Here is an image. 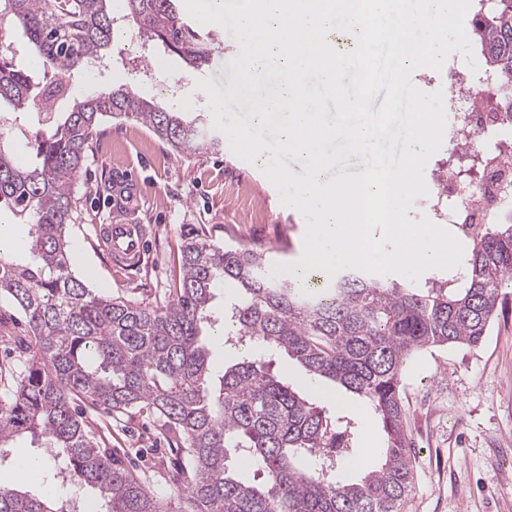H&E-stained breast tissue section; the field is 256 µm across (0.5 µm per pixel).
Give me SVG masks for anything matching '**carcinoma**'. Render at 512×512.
<instances>
[{
    "mask_svg": "<svg viewBox=\"0 0 512 512\" xmlns=\"http://www.w3.org/2000/svg\"><path fill=\"white\" fill-rule=\"evenodd\" d=\"M143 40L161 44L200 70L207 37L176 0H126ZM112 0H0V32L23 41L0 53V102L55 114V127L27 143L17 160L0 130V209L31 226L29 260L0 252V297L24 315L15 387L0 396V450L30 433L45 440L69 481L103 512H406L414 485L413 443L404 423L401 376L431 347L476 348L495 318L501 288L512 282V225L488 224L470 239L460 285L414 288L345 270L324 288H301L272 274L267 257L220 246L199 230L183 235L178 279L164 300L105 296L72 269L67 226L83 210L74 184L110 116L143 122L178 154L197 157L221 138L182 113L160 107L125 84L69 98L63 78L112 52ZM472 34L489 65L512 80V0L478 10ZM34 53L59 76L36 90L22 58ZM71 99L65 112L58 105ZM225 285L224 333L247 348L212 379L202 323ZM285 353L309 375L340 385L379 416L387 435L381 462L350 481L336 464L356 455L355 421L311 403L270 370L258 352ZM145 409L175 441L173 508L116 462L88 429L82 410ZM347 451L317 456L315 448ZM249 466L253 478L242 476ZM28 479L0 484V512H73L67 500L36 495Z\"/></svg>",
    "mask_w": 512,
    "mask_h": 512,
    "instance_id": "cac0c4a2",
    "label": "carcinoma"
}]
</instances>
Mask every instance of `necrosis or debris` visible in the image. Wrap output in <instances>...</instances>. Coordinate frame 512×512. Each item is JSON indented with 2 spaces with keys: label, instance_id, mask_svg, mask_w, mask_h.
Masks as SVG:
<instances>
[{
  "label": "necrosis or debris",
  "instance_id": "4bbe7bcc",
  "mask_svg": "<svg viewBox=\"0 0 512 512\" xmlns=\"http://www.w3.org/2000/svg\"><path fill=\"white\" fill-rule=\"evenodd\" d=\"M448 96L452 161L434 170L425 200L432 222L448 221L462 238L512 215V125L486 104L489 89H503L498 77L475 83L468 69H453Z\"/></svg>",
  "mask_w": 512,
  "mask_h": 512
}]
</instances>
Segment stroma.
<instances>
[{
	"instance_id": "35a3bbf8",
	"label": "stroma",
	"mask_w": 512,
	"mask_h": 512,
	"mask_svg": "<svg viewBox=\"0 0 512 512\" xmlns=\"http://www.w3.org/2000/svg\"><path fill=\"white\" fill-rule=\"evenodd\" d=\"M205 30L211 56L202 69L157 44L137 58L120 40L112 46L111 68L74 75L71 94L128 84L162 107L201 116L205 126H212L208 97L195 82L207 77L230 88L229 61L239 46L234 33L221 26L209 24ZM148 61L163 64L169 78L185 85V94L168 95L145 78ZM120 172L138 181L142 207L135 219L149 231L142 265L127 271L110 266L97 238L98 225L116 218L110 192ZM76 186L84 214L69 226L68 236L73 252L84 258L86 284L106 295L139 302L162 296L178 271L182 236L192 227L204 229L217 244L264 252L276 265L295 263L302 255V214L282 205L259 165L240 159L226 145L185 159L141 122L108 120ZM501 299L481 346L429 349L403 374L405 424L415 448V488L407 512H512V288H503ZM26 333L24 318L1 300L0 392L14 384L12 339ZM85 419L99 443L136 468L162 497H175L168 475L171 443L158 435L155 416L90 409Z\"/></svg>"
}]
</instances>
